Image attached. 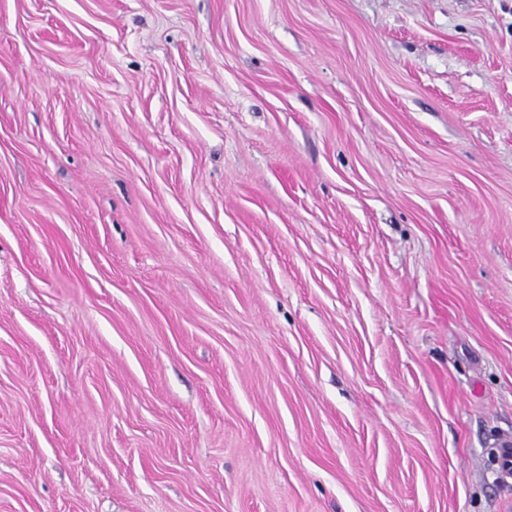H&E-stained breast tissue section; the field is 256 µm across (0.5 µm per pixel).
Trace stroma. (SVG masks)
Masks as SVG:
<instances>
[{"instance_id": "obj_1", "label": "stroma", "mask_w": 512, "mask_h": 512, "mask_svg": "<svg viewBox=\"0 0 512 512\" xmlns=\"http://www.w3.org/2000/svg\"><path fill=\"white\" fill-rule=\"evenodd\" d=\"M512 0H0V512H512ZM495 461L497 472L504 477L512 475V437L503 436L497 444L495 450Z\"/></svg>"}]
</instances>
